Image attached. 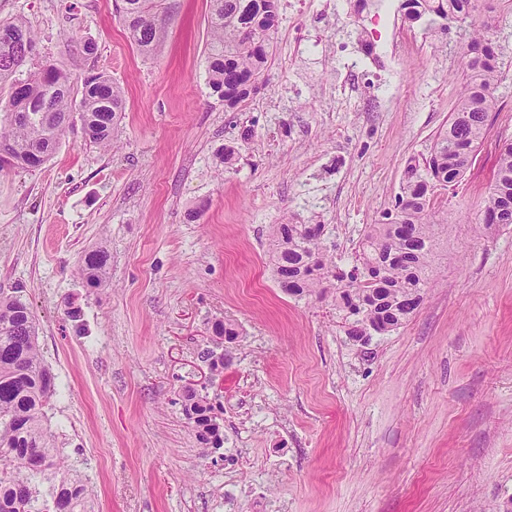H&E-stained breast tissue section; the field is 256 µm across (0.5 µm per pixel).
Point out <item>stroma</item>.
<instances>
[{"label":"stroma","instance_id":"stroma-1","mask_svg":"<svg viewBox=\"0 0 512 512\" xmlns=\"http://www.w3.org/2000/svg\"><path fill=\"white\" fill-rule=\"evenodd\" d=\"M375 18L349 0L281 11L268 77L228 112L206 72L207 0H168L153 57L126 37L115 0H0L36 35L21 67L106 73L125 95L115 145L80 122L33 169H0V288H21L57 389L46 409L61 454L93 489L94 512H512V225L479 229L495 144L512 136V0H495L504 76L478 161L435 200L450 218L412 318L369 348L344 331L335 289L284 293L274 225L322 224L339 268L393 210L411 157L429 150L465 71L458 27ZM413 50L380 86L385 112L334 44L365 32ZM310 39L308 49L299 39ZM92 42L93 53L83 45ZM234 147L231 168L216 153ZM104 250L100 288L77 274ZM238 331L215 336L219 323ZM225 353L210 375L204 348ZM218 406L226 441L203 448L185 390Z\"/></svg>","mask_w":512,"mask_h":512}]
</instances>
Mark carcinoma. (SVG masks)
I'll return each mask as SVG.
<instances>
[{
    "instance_id": "obj_1",
    "label": "carcinoma",
    "mask_w": 512,
    "mask_h": 512,
    "mask_svg": "<svg viewBox=\"0 0 512 512\" xmlns=\"http://www.w3.org/2000/svg\"><path fill=\"white\" fill-rule=\"evenodd\" d=\"M478 0H405L414 5L411 19H440L442 27L468 24L465 44L467 78L448 125L427 155L410 159L404 170L394 211L386 222L371 224L358 245L361 267L345 272L324 252L321 224H276L270 262L275 277L295 280L290 294L314 293L334 281L341 308L350 319L347 334L370 340L404 325L414 314L405 299H423L429 285L434 248L448 219L432 213L439 189L457 185L470 170L483 143L493 89L501 74L491 27L467 22ZM280 0H209V84L234 110L264 81L279 27ZM132 45L154 56L165 38L155 30L166 25L162 0H120L117 4ZM36 49V36L20 20L0 23V85L9 86V106L1 107L0 157L11 166L35 168L47 162L59 143L60 125L79 116L85 141L108 151L124 110L122 89L108 76L91 73L75 97L67 74L52 66L25 80L16 73ZM512 224V137L499 141L492 183L485 196L480 227L489 231ZM79 273L99 287L107 280L108 255L84 256ZM56 393V375L45 363L38 327L20 288H0V512H90V486L59 454L46 423L45 407ZM185 408L201 441L219 448L215 407L201 399Z\"/></svg>"
}]
</instances>
